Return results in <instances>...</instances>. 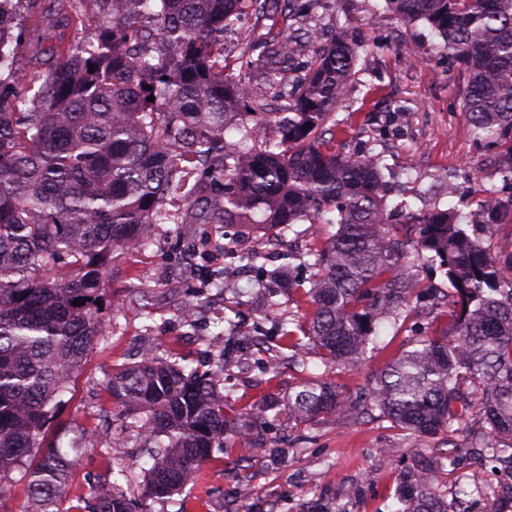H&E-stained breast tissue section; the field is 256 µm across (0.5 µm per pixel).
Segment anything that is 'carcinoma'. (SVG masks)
Here are the masks:
<instances>
[{
	"mask_svg": "<svg viewBox=\"0 0 512 512\" xmlns=\"http://www.w3.org/2000/svg\"><path fill=\"white\" fill-rule=\"evenodd\" d=\"M39 0H0V512L11 474L27 469V512H131L116 482L89 488L65 507L71 460L46 444L58 405L101 336L104 275L114 253L146 245L160 224H250L267 232L319 224L337 230L299 261L315 269L307 323L281 324L284 345L310 342L325 362L358 366L386 319L402 327L428 288L398 273L414 254L448 283L454 332L432 333L375 379L372 409L414 437L448 445L467 417L465 391L482 395L496 453L512 439V195L481 189L479 223L456 208L414 212L387 203L383 158L338 154L324 130L342 103L360 47L322 41L314 21L336 0H54V14L27 43ZM407 25L422 21L468 75L463 104L474 135L507 145L498 169L512 185V0H384ZM246 15L269 36L261 54L229 69L224 35ZM94 26L79 41L70 26ZM280 87L286 118L252 106L251 73ZM40 57L34 92L12 77ZM154 100H148V97ZM234 130L232 138L226 137ZM83 302L73 305L74 300ZM112 403L138 412V436L153 460L148 498L197 481L204 463L240 438L268 407L224 404L216 374L177 354L151 355L112 370ZM349 421L360 409L332 384L310 377L288 397L287 415ZM436 467L415 469L413 512H450L435 489Z\"/></svg>",
	"mask_w": 512,
	"mask_h": 512,
	"instance_id": "obj_1",
	"label": "carcinoma"
}]
</instances>
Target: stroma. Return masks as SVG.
<instances>
[{"mask_svg":"<svg viewBox=\"0 0 512 512\" xmlns=\"http://www.w3.org/2000/svg\"><path fill=\"white\" fill-rule=\"evenodd\" d=\"M321 23L326 34L347 31L363 47L336 112L333 149L380 152L395 187L391 203L415 210L456 206L461 223H473L480 188L494 182L504 149L474 139L463 105L466 77L440 38L425 24L409 27L386 9L369 10L367 0H336ZM240 234L253 243L264 238L241 224H162L148 247L116 253L105 281L102 336L48 437L74 462L64 497L117 472L136 512H408L406 474L426 459L443 465L437 490L451 512H491L497 464L479 447L485 424L475 410L449 453L438 441L412 439L374 415L353 423L333 415L302 423L271 416L250 423L248 436L206 463L195 485L145 498L142 476L151 461L138 446L137 417L100 401L108 373L137 362L142 347L159 356L175 347L188 367L221 372L231 406L271 399L287 407L308 376L327 379L366 406L388 360L418 334L452 328L447 306L425 299L405 328L379 324L377 341L358 367L325 366L309 346L267 375L279 321L308 313L311 305L287 280L235 274ZM212 270L232 274V290L219 298L206 286ZM187 304L199 309L190 326L180 316Z\"/></svg>","mask_w":512,"mask_h":512,"instance_id":"1","label":"stroma"}]
</instances>
